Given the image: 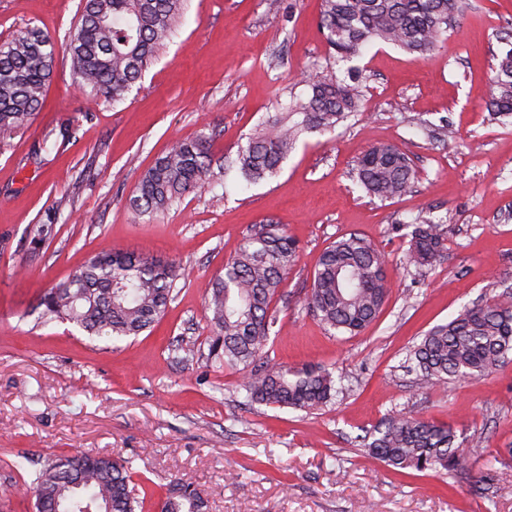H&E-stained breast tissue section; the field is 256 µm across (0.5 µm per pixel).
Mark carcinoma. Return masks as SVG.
Here are the masks:
<instances>
[{
  "label": "carcinoma",
  "mask_w": 512,
  "mask_h": 512,
  "mask_svg": "<svg viewBox=\"0 0 512 512\" xmlns=\"http://www.w3.org/2000/svg\"><path fill=\"white\" fill-rule=\"evenodd\" d=\"M188 0H82L67 54L73 85L90 101L118 102L142 77L175 33ZM459 0H322L318 26L336 61H351L369 44H393L421 57L447 38L459 16ZM497 57L486 90V108L512 113V33ZM56 66L51 36L38 27L0 42V141L40 111ZM310 93L296 99L255 131L219 174L234 171L251 186L279 173L300 136L333 130L359 115V76L314 75ZM355 179L369 195L389 200L406 193L414 172L398 146H372L355 166ZM213 176L208 141L180 140L141 175L131 209L139 214L169 210ZM405 265L429 269L445 252L441 224L412 225ZM297 240L268 221L251 226L224 274L207 291L206 311L215 336L209 358L225 367L250 368L240 384L248 402L322 411L336 399V379L323 367L256 365L270 327L271 305L299 258ZM388 260L373 242L345 234L320 255L308 310L328 332L357 335L381 313L389 293ZM182 267L128 252L91 257L66 281L40 296L42 315L66 320L90 338L137 337L166 313ZM512 360V294L466 306L437 325L406 356L424 384L480 378ZM362 447L397 473L407 469L446 475L465 461L464 442L449 425L396 412L365 431ZM133 460L75 453L46 460L35 470L26 494L36 512H137L146 497L132 481ZM161 512H205L206 501L189 484L173 480L160 500Z\"/></svg>",
  "instance_id": "carcinoma-1"
}]
</instances>
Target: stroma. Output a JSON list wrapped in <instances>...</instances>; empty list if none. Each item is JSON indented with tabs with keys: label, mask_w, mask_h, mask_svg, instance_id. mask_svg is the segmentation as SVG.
Wrapping results in <instances>:
<instances>
[{
	"label": "stroma",
	"mask_w": 512,
	"mask_h": 512,
	"mask_svg": "<svg viewBox=\"0 0 512 512\" xmlns=\"http://www.w3.org/2000/svg\"><path fill=\"white\" fill-rule=\"evenodd\" d=\"M320 3L189 0L142 81L113 105L79 93L59 54L41 111L0 144V512H32L19 461L76 451L135 459V482L155 494L148 512L175 478L209 512H512V362L434 388L404 366L425 332L512 291V115H492L483 99L497 36L512 32V0H467L427 59L367 46L352 63L364 76L360 116L304 134L278 176L247 188L232 173L213 178L153 216L129 206L174 140L207 138L220 167L307 93L306 74L345 70L318 28ZM79 11L80 0H0V39L38 26L64 44ZM379 143L406 151L416 172L410 192L387 201L354 179ZM419 217L443 222L448 247L421 273L401 263L403 227ZM268 220L298 241L300 258L272 305L260 358L327 368L345 388L310 415L246 406L239 371L208 358L205 290L248 228ZM47 222L51 233L38 237ZM352 231L388 253L392 291L362 333L333 336L305 297L319 255ZM112 251L185 269L150 332L93 341L69 322L44 321L43 291ZM183 339L195 344L193 360L175 352ZM396 411L454 426L465 465L398 474L367 456L359 435Z\"/></svg>",
	"instance_id": "35a3bbf8"
}]
</instances>
